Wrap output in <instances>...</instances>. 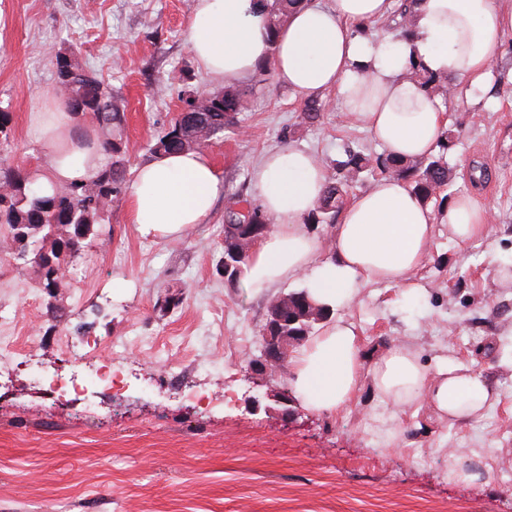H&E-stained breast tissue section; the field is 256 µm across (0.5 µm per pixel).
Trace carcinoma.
<instances>
[{
  "instance_id": "carcinoma-1",
  "label": "carcinoma",
  "mask_w": 512,
  "mask_h": 512,
  "mask_svg": "<svg viewBox=\"0 0 512 512\" xmlns=\"http://www.w3.org/2000/svg\"><path fill=\"white\" fill-rule=\"evenodd\" d=\"M298 2L266 0L263 18L270 36L276 35L283 18ZM55 68L57 91L70 111L92 116L102 133L101 145L108 161L93 177L56 185L45 194L37 186L36 172L22 171L0 157V226L7 230L17 254L38 268L42 287L49 291L60 287L64 272L87 239L110 236L104 216L125 195L130 164L124 137L126 118L119 95L87 71L73 53L55 55ZM253 95L254 89L249 87L208 93L183 90V107L191 111L180 112L149 144L150 156L199 149L225 129L240 127ZM453 146L454 134L449 132L438 153L418 160L347 151L346 159L337 163L336 176L328 180L311 214V223H334L350 182L365 172L406 180L425 203L437 198L451 183L446 156ZM225 221L226 235L237 224L269 223L257 205L236 193L228 195Z\"/></svg>"
}]
</instances>
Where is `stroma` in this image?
Masks as SVG:
<instances>
[{"label": "stroma", "instance_id": "stroma-1", "mask_svg": "<svg viewBox=\"0 0 512 512\" xmlns=\"http://www.w3.org/2000/svg\"><path fill=\"white\" fill-rule=\"evenodd\" d=\"M195 0H0V110L12 115L10 158L42 160L28 117L55 88L52 53L79 61L125 102L132 164L181 107L184 86L222 88L193 57L187 30ZM244 130H225L203 152L229 191L252 197L251 172L268 151L308 149L325 167L346 149L383 148L326 91L315 123L272 74L250 79ZM460 135L448 155L452 195H473L491 216L486 235L458 245L438 225L417 278L422 298L389 284L364 288L355 321L365 360L393 342L427 367L447 359L482 373L491 404L474 420H448L431 405L399 409L363 379L348 412L295 407L255 412L264 375L257 354L268 304L291 284L256 294L228 286L224 206L179 239L140 238L125 202L107 218L110 240L88 239L51 303L39 274L6 251L0 228V320L31 340L33 359L74 368L112 357L126 378L113 390L72 399L35 383L22 366H0V512H512V37L496 56L493 90L443 101ZM487 168L480 188L470 162ZM124 280L125 293L112 283ZM180 303L165 308L164 300ZM478 455L483 482L448 477V455Z\"/></svg>", "mask_w": 512, "mask_h": 512}]
</instances>
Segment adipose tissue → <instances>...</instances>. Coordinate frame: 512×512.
Returning a JSON list of instances; mask_svg holds the SVG:
<instances>
[{
  "mask_svg": "<svg viewBox=\"0 0 512 512\" xmlns=\"http://www.w3.org/2000/svg\"><path fill=\"white\" fill-rule=\"evenodd\" d=\"M395 6L396 0H300L272 41L262 0H195L187 41L201 67L228 85L247 82L264 65L303 100L339 88L347 114L386 153L418 159L437 150L448 121L436 96L410 78L411 68L456 78L470 89L490 88L496 52L512 36V10L501 0H416L413 32L370 46L364 25ZM29 125L44 147L43 188L89 179L104 167L103 149L87 144L80 118L61 98L48 96L45 111L31 113ZM251 182L271 229L243 264V285L267 291L300 279L315 301L332 308L351 307L362 288L377 283L420 295L415 276L430 257L436 226L447 225L464 245L483 236L490 222L471 196L438 210L421 202L407 181L386 175L340 210L325 243L307 220L327 173L308 151L269 152ZM223 192L222 174L202 152L164 154L137 166L127 207L141 237L177 238L205 223ZM364 369L354 321L325 322L293 356L295 397L320 414L348 411ZM371 371L375 390L393 405L426 402L453 421L478 418L490 398L481 373L448 363L426 369L404 344L384 351Z\"/></svg>",
  "mask_w": 512,
  "mask_h": 512,
  "instance_id": "1",
  "label": "adipose tissue"
}]
</instances>
